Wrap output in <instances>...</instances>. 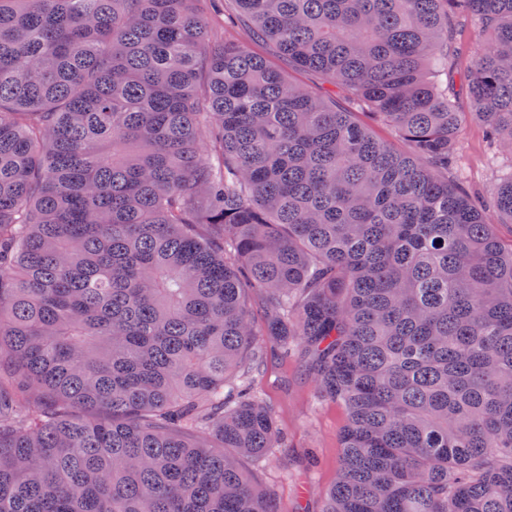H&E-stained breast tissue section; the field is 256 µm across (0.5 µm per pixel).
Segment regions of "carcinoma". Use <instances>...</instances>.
Listing matches in <instances>:
<instances>
[{
    "label": "carcinoma",
    "mask_w": 512,
    "mask_h": 512,
    "mask_svg": "<svg viewBox=\"0 0 512 512\" xmlns=\"http://www.w3.org/2000/svg\"><path fill=\"white\" fill-rule=\"evenodd\" d=\"M200 2L0 0V512H277L266 342L348 413L321 512H512V177L448 178L462 95L512 159V0H236L324 95ZM207 19L213 43L219 44L227 40H243L245 35L241 27H233L227 21L229 15H235L237 5L231 0H216L201 2ZM216 5V6H215Z\"/></svg>",
    "instance_id": "1"
}]
</instances>
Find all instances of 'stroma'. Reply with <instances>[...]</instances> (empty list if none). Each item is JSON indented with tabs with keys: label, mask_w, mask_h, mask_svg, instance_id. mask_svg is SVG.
<instances>
[{
	"label": "stroma",
	"mask_w": 512,
	"mask_h": 512,
	"mask_svg": "<svg viewBox=\"0 0 512 512\" xmlns=\"http://www.w3.org/2000/svg\"><path fill=\"white\" fill-rule=\"evenodd\" d=\"M202 8L213 43L243 39V29L226 22L237 12L235 0H204ZM456 153L457 174L475 193L489 194L507 169V160L487 143L482 126L472 121L462 127ZM248 379L276 418L283 440L266 455L244 459V469L275 495L278 512H319L321 499L338 474L344 408L320 397L297 346L285 350L264 345Z\"/></svg>",
	"instance_id": "stroma-1"
}]
</instances>
